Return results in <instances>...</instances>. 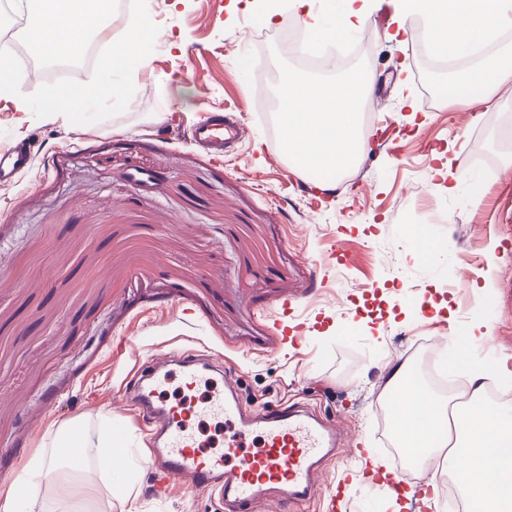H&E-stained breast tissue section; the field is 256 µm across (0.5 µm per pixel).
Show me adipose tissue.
Returning <instances> with one entry per match:
<instances>
[{
	"mask_svg": "<svg viewBox=\"0 0 512 512\" xmlns=\"http://www.w3.org/2000/svg\"><path fill=\"white\" fill-rule=\"evenodd\" d=\"M105 0H33L27 43L36 54L70 60L81 54L92 31L105 27ZM310 0H288L300 11L311 41L343 37L366 23L363 0H337L336 25L323 29L309 8ZM434 53L457 56L479 42L495 39L512 22V0H418ZM152 29L142 18H132L128 33L105 65L116 72L143 66ZM369 92L367 75L344 81L289 78L282 94V142L290 161L301 170L340 173L357 161L365 149L359 111ZM0 104L18 111L59 109L86 111L91 100L83 90L51 89L38 104L13 93L0 92ZM405 365H396L386 381L387 397H400L405 407L399 425L402 445L416 449L419 461L433 457L452 462L463 494L481 504L483 512H512V413L489 407L482 371H473L468 399L457 404L439 398L418 382H406ZM453 430L443 433L442 423ZM71 476L55 477L56 496L64 502L94 503L98 487L84 464H71Z\"/></svg>",
	"mask_w": 512,
	"mask_h": 512,
	"instance_id": "adipose-tissue-1",
	"label": "adipose tissue"
}]
</instances>
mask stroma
<instances>
[{
    "instance_id": "35a3bbf8",
    "label": "stroma",
    "mask_w": 512,
    "mask_h": 512,
    "mask_svg": "<svg viewBox=\"0 0 512 512\" xmlns=\"http://www.w3.org/2000/svg\"><path fill=\"white\" fill-rule=\"evenodd\" d=\"M366 10L360 31L313 48L319 79L344 76L354 51L373 79L366 149L327 189L287 161L242 65L303 73L280 45L300 16L262 24L258 0H126L91 40L99 62H74L76 87H100L102 58L146 16L157 36L143 67L115 73L119 95L79 115L0 110V144H38L33 167L0 185V489L80 421L93 445L121 426L128 450L119 473L98 474L100 512H224L204 491L152 494L147 431L118 399L134 365L197 349L223 361L244 410L295 399L342 431L308 501L273 493L257 512H323L345 464L352 502L449 512L441 500L391 507L346 453L395 446L380 395L393 365L418 376L424 339L455 343L481 325L490 380L512 384V150L498 149L512 85L492 106L457 109L429 77L422 19L401 0ZM211 112L246 129L221 160L191 139ZM450 147L463 174L453 191L434 175ZM430 213L436 251L423 259L406 230ZM287 306L306 324L293 346L279 339Z\"/></svg>"
}]
</instances>
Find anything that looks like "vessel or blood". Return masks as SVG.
I'll return each mask as SVG.
<instances>
[{
	"mask_svg": "<svg viewBox=\"0 0 512 512\" xmlns=\"http://www.w3.org/2000/svg\"><path fill=\"white\" fill-rule=\"evenodd\" d=\"M243 134L234 120L216 115L196 128L195 139L221 153ZM29 162L26 148L0 150V181ZM213 369L200 355L169 353L142 365L131 380L129 396L152 426L153 458L163 473L156 490H216L224 512H253L272 490L306 501L336 452L335 422L297 403L242 412L236 387L213 379ZM174 382L181 391L170 403L164 392Z\"/></svg>",
	"mask_w": 512,
	"mask_h": 512,
	"instance_id": "obj_1",
	"label": "vessel or blood"
}]
</instances>
